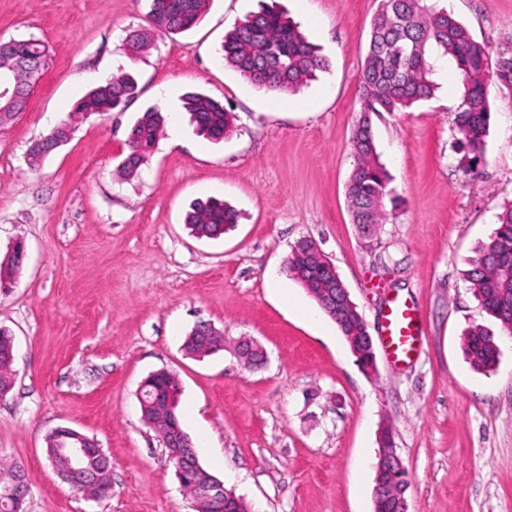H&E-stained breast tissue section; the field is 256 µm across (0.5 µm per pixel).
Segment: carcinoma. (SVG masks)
<instances>
[{
	"mask_svg": "<svg viewBox=\"0 0 512 512\" xmlns=\"http://www.w3.org/2000/svg\"><path fill=\"white\" fill-rule=\"evenodd\" d=\"M208 0H150L151 26L156 33L178 34L192 29L201 19ZM148 32L133 31L127 47L134 53L149 49ZM26 61L0 53V70L9 72L23 97L45 66V44L33 37L21 39ZM439 50L455 66L464 86V95L452 114V127L458 144L470 165L484 154L491 123L488 76L495 77L501 89L512 93V32L504 38L496 56L489 55L470 30L454 15L432 0H380L371 22L367 55L360 75L361 112L353 134L354 168L346 184V198L355 224H382L386 203L398 205L389 187L390 179L379 160L369 114L400 112L433 97L436 84L430 79L429 52ZM224 62L252 84L268 92L295 93L324 69L326 62L313 43L282 13L264 8L247 16L224 37ZM135 77L114 74L92 89L78 104L76 112L86 117L120 111L138 97ZM185 108L191 113L199 133L215 140L224 139L233 129L234 114L210 96L189 92ZM163 118L157 109L149 110L131 126L128 153L120 166L126 178L138 175L161 132ZM71 126L63 123L44 137L42 144L29 149L31 164L39 163L45 149L68 138ZM236 211L216 198L198 200L185 222L198 237L217 238L237 223ZM498 227L489 240L476 250L466 273L473 295L481 307L512 333V204L497 216ZM316 244L305 239L288 255L289 270L312 295L329 287L321 270ZM342 335L350 340L364 333L362 319L344 316L336 321ZM463 351L471 367L481 373L496 369L500 347L494 333L482 325L469 327L463 338Z\"/></svg>",
	"mask_w": 512,
	"mask_h": 512,
	"instance_id": "cac0c4a2",
	"label": "carcinoma"
}]
</instances>
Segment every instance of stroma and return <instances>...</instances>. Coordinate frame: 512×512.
<instances>
[{
    "label": "stroma",
    "instance_id": "obj_1",
    "mask_svg": "<svg viewBox=\"0 0 512 512\" xmlns=\"http://www.w3.org/2000/svg\"><path fill=\"white\" fill-rule=\"evenodd\" d=\"M379 0H209L201 22L160 34L134 56L130 30L149 0H0V39L48 46L28 106L0 129V256L26 255L0 290V328L14 339L13 389L0 399V461L24 464L26 512H192L138 391L167 370L200 465L252 512H373L378 435L390 427L407 466L409 512H512V339L497 368L474 371L463 334L498 329L466 281L479 243L512 203V94L492 90L485 153L469 167L451 114L463 86L434 59V97L372 115L379 159L399 197L362 239L345 197L359 119V76ZM277 5L319 45L328 66L272 104L219 59L224 34ZM489 54L512 31V0H443ZM124 71L141 88L126 111L75 114L102 79ZM204 92L236 115L216 143L197 133L183 97ZM163 130L132 179L117 167L138 117ZM70 141L30 166L31 143L62 122ZM209 197L238 213L219 238L185 222ZM313 239L333 262L374 341L376 372L358 365L335 321L288 269ZM278 277L288 300L273 294ZM413 303L421 329L410 361L393 364L381 316ZM201 322L224 348L196 359L183 343ZM259 343L245 367L235 345ZM66 426L112 462V494L85 500L52 468L45 438ZM209 434V447L197 440Z\"/></svg>",
    "mask_w": 512,
    "mask_h": 512
}]
</instances>
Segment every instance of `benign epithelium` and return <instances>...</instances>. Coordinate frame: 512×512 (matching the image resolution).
I'll return each instance as SVG.
<instances>
[{"label":"benign epithelium","instance_id":"7a95c632","mask_svg":"<svg viewBox=\"0 0 512 512\" xmlns=\"http://www.w3.org/2000/svg\"><path fill=\"white\" fill-rule=\"evenodd\" d=\"M20 99L21 95L16 86L10 82L9 76L0 74V126L16 116ZM321 304L344 314H350L356 309L355 303L344 286L329 289L324 294ZM239 348L247 350V354L241 356L245 364L256 366L263 363L264 351L256 342L243 340ZM353 354L367 374L371 375L375 372L376 357L373 338L370 334L367 333L362 337L359 350L353 351ZM140 408L142 419L148 426H153L155 420L165 422V429L160 433V438L163 447L168 449L167 457L169 462L174 465L176 475L182 476L190 465L198 469V493L193 503L196 512H207L208 508L217 503L223 506L236 500L235 495L227 491L221 481L199 468L191 441L181 428L175 414L173 395H168L166 399L158 397L150 402L143 398ZM52 435L64 448L69 461L70 473L76 475L78 480L71 481L62 474L59 475V478L73 489L81 492L87 499L98 501L106 498L111 491L110 479L93 478L84 469L85 460L90 453L95 452L106 463L105 473H111V462L98 443L70 427H59L52 431ZM379 440L381 450L375 467L374 512H408L404 494L388 493L390 484H402L407 480L406 467L396 449L393 448L390 432L387 430L381 432ZM27 494V473L25 468L17 465L14 478L0 488V498L4 500V506L7 507L8 512H23V503Z\"/></svg>","mask_w":512,"mask_h":512}]
</instances>
